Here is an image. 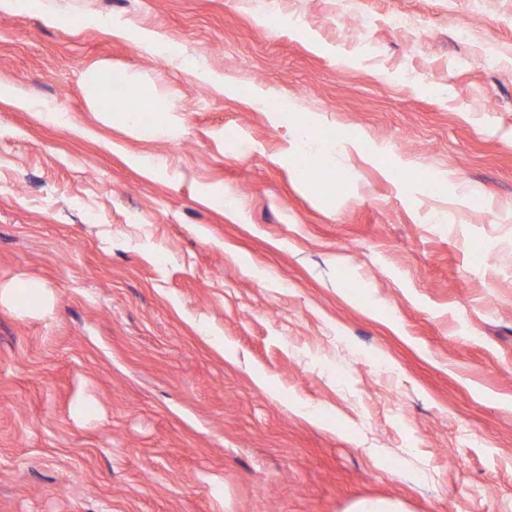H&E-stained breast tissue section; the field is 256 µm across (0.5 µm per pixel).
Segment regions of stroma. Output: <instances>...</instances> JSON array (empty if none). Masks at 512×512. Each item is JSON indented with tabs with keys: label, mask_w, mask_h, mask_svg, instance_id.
Listing matches in <instances>:
<instances>
[{
	"label": "stroma",
	"mask_w": 512,
	"mask_h": 512,
	"mask_svg": "<svg viewBox=\"0 0 512 512\" xmlns=\"http://www.w3.org/2000/svg\"><path fill=\"white\" fill-rule=\"evenodd\" d=\"M1 82L0 512H512V0H23ZM113 33H118L125 38L132 37L142 47H145L151 52L158 54H174L175 48L172 47L168 42L160 40L157 36L147 31L130 29V28H114ZM126 86L140 105L137 112L130 111L124 103L113 102L114 99L121 97L122 90L120 86L112 82V76L105 79L104 83L99 87L97 94L101 98L102 103L111 105L113 102V106L119 105L121 110H119L118 113L121 114L122 120L129 124L137 125L143 114L141 112H144V110L151 111L155 105L156 98L139 87L137 78L134 75H129L128 78H126ZM338 143H328L323 141L309 128H302L301 133H297L292 154L296 157L305 156L311 152L330 153L340 148ZM23 286L26 287L29 297H34L36 299V303L34 305L29 303L27 306H35L39 309L48 307L50 297L47 289L41 282L37 280L24 281ZM19 301H21V299L18 297L17 286L0 289V304H7L14 308L27 307L21 306Z\"/></svg>",
	"instance_id": "1"
}]
</instances>
